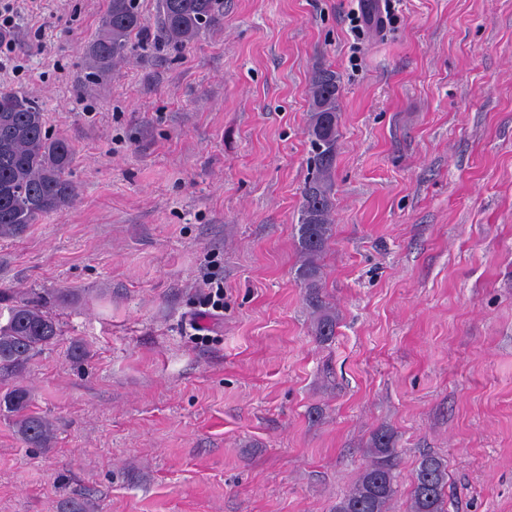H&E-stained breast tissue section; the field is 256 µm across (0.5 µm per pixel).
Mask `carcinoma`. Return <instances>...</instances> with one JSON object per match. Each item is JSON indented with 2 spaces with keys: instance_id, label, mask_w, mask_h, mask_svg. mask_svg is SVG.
Here are the masks:
<instances>
[{
  "instance_id": "cac0c4a2",
  "label": "carcinoma",
  "mask_w": 512,
  "mask_h": 512,
  "mask_svg": "<svg viewBox=\"0 0 512 512\" xmlns=\"http://www.w3.org/2000/svg\"><path fill=\"white\" fill-rule=\"evenodd\" d=\"M160 22L155 37L189 43L207 29L221 24L220 0H159ZM149 30L138 0H108L102 33L86 48L92 77L112 71L131 51L132 37ZM339 77L331 69L316 71L311 81V115L307 135L314 164L302 190L296 227L299 266L296 277L305 288L304 301L314 315L316 339L336 335L338 315L322 291L320 259L333 237L331 224L332 172L339 137ZM73 156L70 143L52 138L45 128L41 106L18 90L0 91V238H18L30 225L70 204L76 187L67 178ZM7 321L0 325V369H19L58 336L54 318L41 298L15 297L0 291ZM14 415L24 443L46 448L54 426L30 410L29 391L16 386L0 398ZM368 464L334 512H390L397 493L396 439L379 430L366 449ZM447 467L434 455L421 457L413 477L410 512H445Z\"/></svg>"
}]
</instances>
